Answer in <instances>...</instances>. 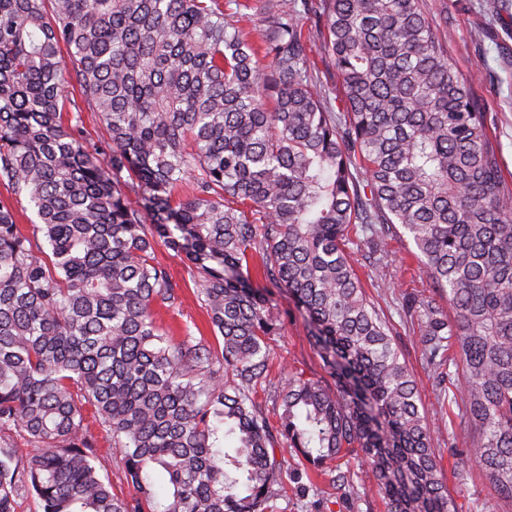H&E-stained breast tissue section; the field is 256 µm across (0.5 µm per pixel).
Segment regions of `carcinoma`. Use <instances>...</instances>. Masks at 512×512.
Returning a JSON list of instances; mask_svg holds the SVG:
<instances>
[{
	"label": "carcinoma",
	"instance_id": "carcinoma-1",
	"mask_svg": "<svg viewBox=\"0 0 512 512\" xmlns=\"http://www.w3.org/2000/svg\"><path fill=\"white\" fill-rule=\"evenodd\" d=\"M446 33L426 0H0V182L46 245L0 201V433L33 444L0 440V512H269L282 444L334 483L362 476L385 512H456L397 331L352 264L365 248L382 272L404 235L433 284L406 316L477 432L458 466L512 504V184ZM158 239L193 265L220 351L157 324L179 300ZM256 256L325 372L291 374L273 423L257 394L279 313L250 285ZM87 407L134 496L99 473ZM310 58L315 63V72H313L314 76L318 78V85L322 89L328 90L330 92V96L334 97L333 93L338 92V78L336 76V71L332 66L329 59L325 58L324 48L319 40H315V42L310 44ZM0 200L10 202L13 205L17 224H19L22 230L31 234V220L36 221V218L28 201L24 197H21L20 199L17 197L16 199L15 196L11 194L7 186L3 184H0Z\"/></svg>",
	"mask_w": 512,
	"mask_h": 512
}]
</instances>
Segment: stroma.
I'll return each instance as SVG.
<instances>
[{
	"mask_svg": "<svg viewBox=\"0 0 512 512\" xmlns=\"http://www.w3.org/2000/svg\"><path fill=\"white\" fill-rule=\"evenodd\" d=\"M427 8L431 14L448 16V52L459 71L472 76L474 93L491 121L504 174L512 180V0H507L506 9L496 16L485 11L483 0H427ZM410 250V244L402 239L389 240L384 259L386 277L379 285L367 286L366 291L401 327L397 341L417 380L429 424L440 432L435 442L436 453L457 512H502L496 494L478 468L458 472L453 467L455 451L468 447L473 430L458 409L449 408L447 395L423 360L416 333L403 324V295L432 289L426 275L418 272ZM155 256L169 273L180 298L176 311L162 313L163 326L173 330L175 340L188 334L221 349L222 339L213 332L198 297L197 277L187 260L161 244L156 245ZM252 285L280 310L279 328L269 339L274 364L270 383L258 394L264 414L271 418L276 413L273 395L287 382L291 372L298 370L318 378L323 370L310 343L308 325L287 295L259 275L253 277ZM278 457L283 461V490L273 503V512H385L370 487H334L328 477L301 469L290 448L282 449Z\"/></svg>",
	"mask_w": 512,
	"mask_h": 512,
	"instance_id": "stroma-1",
	"label": "stroma"
}]
</instances>
